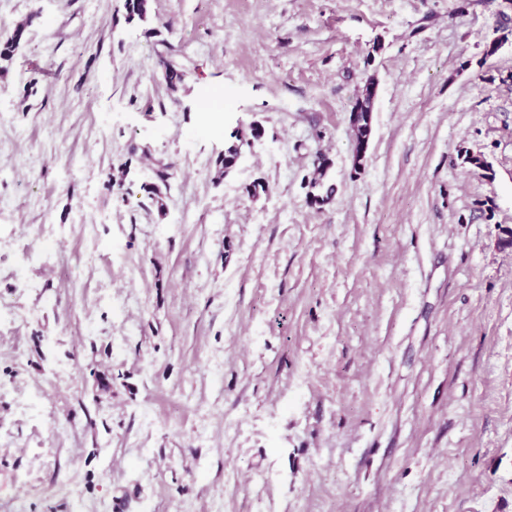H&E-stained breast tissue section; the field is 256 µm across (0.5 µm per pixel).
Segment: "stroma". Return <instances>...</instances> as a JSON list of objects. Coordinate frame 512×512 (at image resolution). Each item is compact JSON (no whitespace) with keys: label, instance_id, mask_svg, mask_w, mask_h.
<instances>
[{"label":"stroma","instance_id":"obj_1","mask_svg":"<svg viewBox=\"0 0 512 512\" xmlns=\"http://www.w3.org/2000/svg\"><path fill=\"white\" fill-rule=\"evenodd\" d=\"M499 4L151 0L144 27L123 0H0V41L30 24L0 76V512H512ZM376 86V79L368 77L349 112L348 121L354 142L353 165L356 169L363 165L373 131ZM251 145V139H247L244 132L237 128L224 138V150L216 158L219 176H227L238 164L244 148ZM333 162L329 157L320 156L314 163L313 172L304 178L308 187L307 203L311 207L321 206L330 202L336 194V184L330 177Z\"/></svg>","mask_w":512,"mask_h":512}]
</instances>
